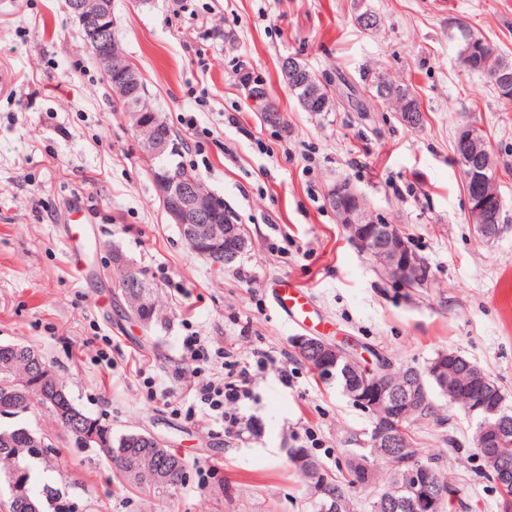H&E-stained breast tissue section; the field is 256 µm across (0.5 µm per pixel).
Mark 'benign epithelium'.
<instances>
[{
  "mask_svg": "<svg viewBox=\"0 0 512 512\" xmlns=\"http://www.w3.org/2000/svg\"><path fill=\"white\" fill-rule=\"evenodd\" d=\"M71 13L84 41L99 46L96 62L108 78L113 99L129 114L171 223L178 225L182 238L193 253L216 266L232 264L246 250L248 239L243 227L226 210L224 199L204 187L202 180L188 171L177 172L155 166L159 159L177 155L181 144L171 136H160L161 118L144 104V88L139 74L112 36L115 26L112 0H72ZM281 72L287 86L299 85L304 89L300 101L302 106L316 108L328 104L323 85L311 78L307 67L297 58L283 59ZM492 81L502 97H512L511 71L497 72ZM456 139L460 145L458 165L470 189L467 193L469 219L483 238L495 239L502 232V200L498 192L491 191L495 187L493 157L478 138L476 125L472 123L462 126ZM329 200L340 222L351 232L358 249L373 258L389 279L406 287L424 284L428 276L426 263L396 225L369 218L362 199L345 183L336 185ZM112 258L113 263L123 270L124 287L130 289L129 308L149 307L150 295L139 269L118 251L113 252ZM295 344L322 364L323 378L345 373L351 398L374 416L370 444L389 454L390 466L395 469L392 483L377 493L379 508L386 512H441L443 495L432 470L410 449L403 447L404 423L429 402L428 383H434L445 394H458L457 377L462 371L470 376L472 382L469 388L470 412L482 416L479 438L485 448V460L498 476L501 489L512 486V463L498 451L512 434V417L506 413V396L502 387L485 369L456 353L452 354V362L442 354L429 363L426 373L415 369L392 382L382 380L369 371L357 372L352 354L337 344L316 336H299ZM29 379L27 375L16 380L12 389L0 396L1 416L14 417L13 394L30 387ZM73 422L82 429L81 443L85 447H108L101 434L111 424L99 418L90 428L80 415ZM353 465L362 487L375 485L368 460L360 459Z\"/></svg>",
  "mask_w": 512,
  "mask_h": 512,
  "instance_id": "benign-epithelium-1",
  "label": "benign epithelium"
}]
</instances>
